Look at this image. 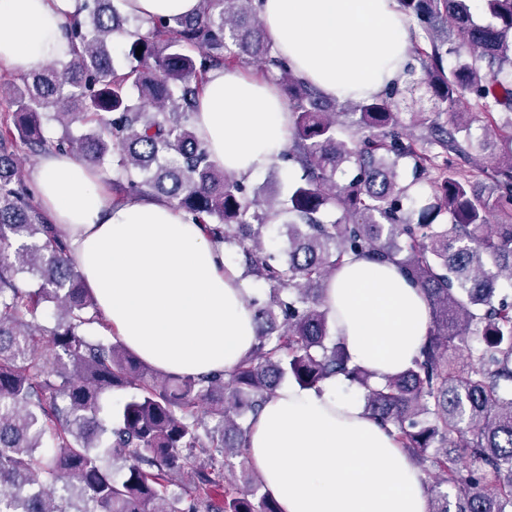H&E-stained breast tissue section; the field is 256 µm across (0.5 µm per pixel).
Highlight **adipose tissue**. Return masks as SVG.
I'll return each mask as SVG.
<instances>
[{
    "instance_id": "ef3b65f1",
    "label": "adipose tissue",
    "mask_w": 512,
    "mask_h": 512,
    "mask_svg": "<svg viewBox=\"0 0 512 512\" xmlns=\"http://www.w3.org/2000/svg\"><path fill=\"white\" fill-rule=\"evenodd\" d=\"M267 37L327 98L359 100L399 83L412 61L397 0H255ZM77 0H0V66L26 72L66 59ZM196 133L225 171L247 179L277 161L290 115L272 79L211 71ZM42 208L67 234L111 335L166 374L227 372L250 356L256 325L239 271L200 225L164 199L106 204L111 172L70 155L41 158ZM325 304L351 364L373 384L409 368L428 332L423 295L391 262L348 257ZM281 385L248 432L249 459L280 512H427L423 474L363 400Z\"/></svg>"
}]
</instances>
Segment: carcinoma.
<instances>
[{"label": "carcinoma", "instance_id": "carcinoma-1", "mask_svg": "<svg viewBox=\"0 0 512 512\" xmlns=\"http://www.w3.org/2000/svg\"><path fill=\"white\" fill-rule=\"evenodd\" d=\"M398 2L416 84L448 122L400 111L396 86L325 111V97L274 52L254 0H199L190 16L147 21L145 33L126 28L111 0H78L64 26L72 58L0 86L11 105L0 118V512H280L261 478L237 479L250 425L285 378L317 388L333 376L362 388L370 417L434 474L428 512H512V301L502 293L512 288V0H483L480 20L470 0ZM250 60L280 83L291 114L280 158L302 176L285 201L250 195L195 131L207 75ZM461 104L484 116L481 134ZM49 110L64 128L91 131L47 137ZM493 140L499 158L473 161ZM114 149L113 202L165 199L210 242H234L246 273L268 286L249 299L257 344L233 371L161 374L96 332L107 325L23 183L20 152L102 166ZM344 162L355 171L340 185ZM424 183L433 202L408 218L403 201ZM329 206L342 213L332 224L321 220ZM284 213L282 259L261 229ZM350 254L397 264L430 308L419 357L382 386L329 340L325 282ZM21 275L37 287H21ZM46 303L61 314L49 331L37 323ZM114 391L128 396L106 425L102 398ZM177 481L182 494L170 492Z\"/></svg>", "mask_w": 512, "mask_h": 512}]
</instances>
